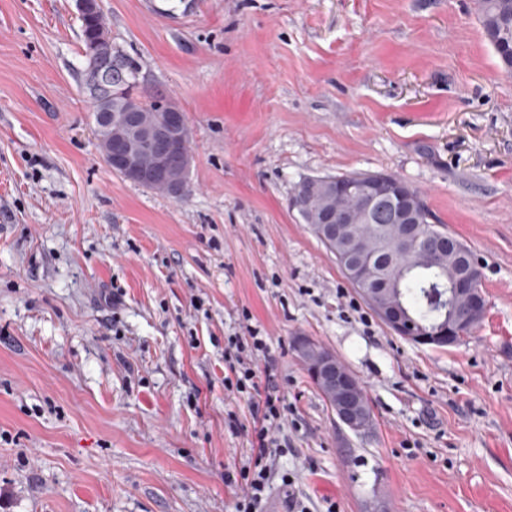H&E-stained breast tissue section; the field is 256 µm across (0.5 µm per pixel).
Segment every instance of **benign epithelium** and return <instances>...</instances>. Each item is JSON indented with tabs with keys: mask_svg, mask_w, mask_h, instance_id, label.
Returning <instances> with one entry per match:
<instances>
[{
	"mask_svg": "<svg viewBox=\"0 0 512 512\" xmlns=\"http://www.w3.org/2000/svg\"><path fill=\"white\" fill-rule=\"evenodd\" d=\"M136 100H131L126 113L132 132L112 148V167L136 181L151 180L166 183L169 192L179 197L184 191V174L191 165L188 144V126L182 112L169 113L163 126L140 124ZM155 147L151 165L143 160V146ZM346 191L344 182L328 176L306 177L293 189L290 206L300 207L304 198L314 199L327 192ZM360 196L355 208H337L325 213L322 223L314 225L316 235L334 252L343 270L361 293L364 301L394 334L419 344L438 347L458 343L461 327L468 324L483 308V299L477 288L478 274L470 271L462 250L448 235L426 232L420 227L424 207L412 188L387 173H379L360 183ZM400 202L401 211L389 225L395 239L414 251L424 250L436 261L456 252L460 267L450 283L455 302V316L434 332L408 334L397 294L390 288V264L378 253L358 245L361 224L376 221L380 206ZM294 351L311 375L336 419L354 432H365L372 427L373 416L364 385L328 348L309 336H300L294 342Z\"/></svg>",
	"mask_w": 512,
	"mask_h": 512,
	"instance_id": "7a95c632",
	"label": "benign epithelium"
}]
</instances>
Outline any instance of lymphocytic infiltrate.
Segmentation results:
<instances>
[{
	"label": "lymphocytic infiltrate",
	"mask_w": 512,
	"mask_h": 512,
	"mask_svg": "<svg viewBox=\"0 0 512 512\" xmlns=\"http://www.w3.org/2000/svg\"><path fill=\"white\" fill-rule=\"evenodd\" d=\"M269 343L259 329L249 326L243 334L224 341V387L237 395H247L253 417L250 446L252 453L237 473L227 474L228 483L237 485L241 495L236 512H258L276 468L278 441L275 433L288 410L284 397L274 385L260 387L258 361L268 356Z\"/></svg>",
	"instance_id": "f902f5d3"
}]
</instances>
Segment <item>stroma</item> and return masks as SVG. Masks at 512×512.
Listing matches in <instances>:
<instances>
[{
  "label": "stroma",
  "instance_id": "obj_1",
  "mask_svg": "<svg viewBox=\"0 0 512 512\" xmlns=\"http://www.w3.org/2000/svg\"><path fill=\"white\" fill-rule=\"evenodd\" d=\"M100 7L134 92L187 117L189 192L104 162L75 0H0V512H235L253 420L224 338L246 323L289 406L268 502L512 512V72L475 0ZM354 171L406 181L474 253L472 338L392 333L291 208L303 178ZM299 336L361 380L369 432ZM294 351L336 419L354 432L370 429L372 411L359 378L330 349L309 336H299Z\"/></svg>",
  "mask_w": 512,
  "mask_h": 512
}]
</instances>
